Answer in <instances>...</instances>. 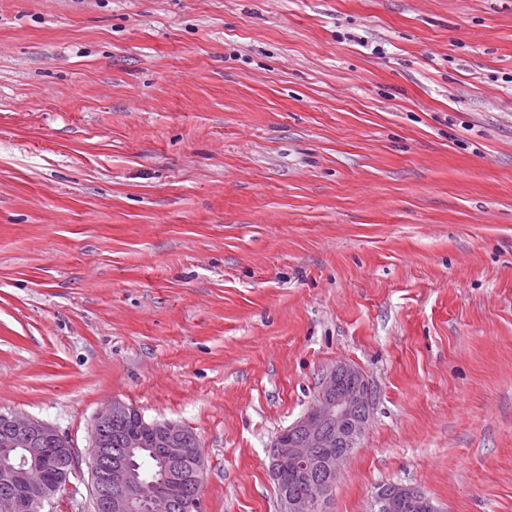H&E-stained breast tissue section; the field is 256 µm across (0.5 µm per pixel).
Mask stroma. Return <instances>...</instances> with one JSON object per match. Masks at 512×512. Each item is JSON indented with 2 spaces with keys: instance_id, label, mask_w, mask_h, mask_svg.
<instances>
[{
  "instance_id": "35a3bbf8",
  "label": "stroma",
  "mask_w": 512,
  "mask_h": 512,
  "mask_svg": "<svg viewBox=\"0 0 512 512\" xmlns=\"http://www.w3.org/2000/svg\"><path fill=\"white\" fill-rule=\"evenodd\" d=\"M340 362L325 512H512V0H0V412L82 457L123 402L197 435L200 512H278ZM372 392L364 375L354 366L339 363L322 377L310 409L280 431L269 453V471L280 482L279 512H310L322 505L335 484L342 465L349 459L345 448H357L371 421ZM336 442V448L334 443ZM340 446V447H338ZM316 448L324 453L319 455ZM310 473L307 477L288 470V492L283 486L284 465ZM434 512L431 502L412 488L387 484L378 489L374 496V512H408L410 510Z\"/></svg>"
}]
</instances>
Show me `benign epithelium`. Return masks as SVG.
I'll return each mask as SVG.
<instances>
[{"instance_id":"obj_1","label":"benign epithelium","mask_w":512,"mask_h":512,"mask_svg":"<svg viewBox=\"0 0 512 512\" xmlns=\"http://www.w3.org/2000/svg\"><path fill=\"white\" fill-rule=\"evenodd\" d=\"M372 392L364 375L354 366L339 363L322 377L310 409L280 431L269 453V471L275 482H283L284 465L310 473L306 489L295 494L283 488L278 497L279 512H311L323 504L335 484L348 453L317 449L356 448L371 421ZM137 417L139 429L153 437L162 451V471L155 481H146L130 464L132 450L144 446L140 439L119 434L112 422ZM190 432L171 421H148L136 409L113 402L99 413L92 426L86 458L91 494L104 512H188L192 488L183 463L192 456L187 447ZM62 440L57 428L47 422L15 412L0 413V512H19L17 492L33 493L28 509L37 512L56 494V485L46 475L54 466L48 445ZM434 512L431 502L412 488L387 484L374 496V512Z\"/></svg>"}]
</instances>
